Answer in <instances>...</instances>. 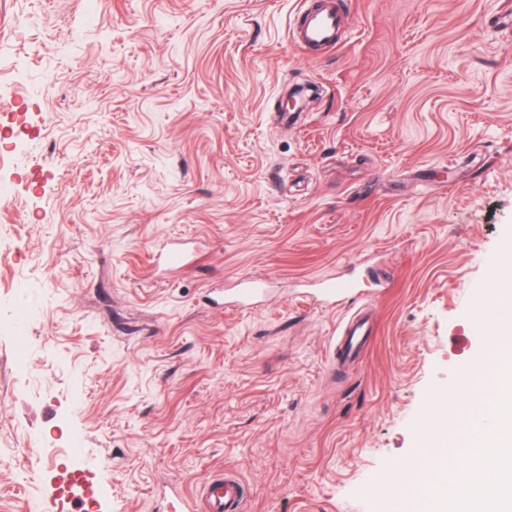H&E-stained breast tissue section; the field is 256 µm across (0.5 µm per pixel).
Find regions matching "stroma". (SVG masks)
Here are the masks:
<instances>
[{"label":"stroma","mask_w":512,"mask_h":512,"mask_svg":"<svg viewBox=\"0 0 512 512\" xmlns=\"http://www.w3.org/2000/svg\"><path fill=\"white\" fill-rule=\"evenodd\" d=\"M311 2L0 0V512L74 470L97 507L65 512H163L227 467L245 512H393L366 482L461 402L512 244V0H346L314 61ZM167 239L189 265H152ZM355 264L387 279L334 372L355 307L303 294ZM242 275L271 288L251 311ZM344 1L336 4L328 2L316 12L308 13L300 27L290 26L291 39L294 45L306 56L311 58L315 52H322L328 48H335L337 34L340 29V6ZM494 301L495 288L490 283L484 284L473 297L471 309L465 314V317L474 324H482L489 313H495L498 320L505 316H510V314H506L503 311H496L493 306ZM374 333V323L365 312H353L339 325L336 336V365L359 357L369 337Z\"/></svg>","instance_id":"1"}]
</instances>
